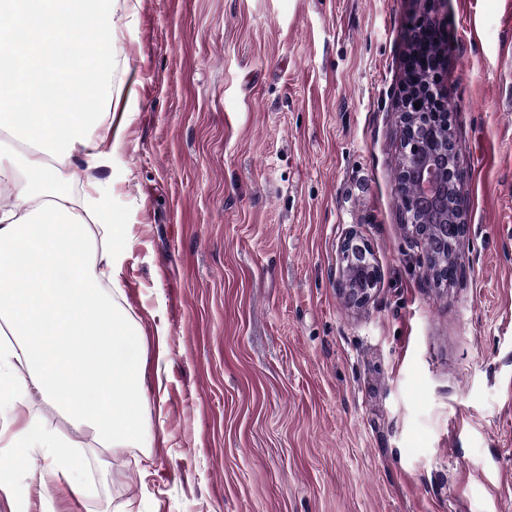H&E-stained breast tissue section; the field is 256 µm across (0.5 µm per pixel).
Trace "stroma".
<instances>
[{
    "label": "stroma",
    "instance_id": "stroma-1",
    "mask_svg": "<svg viewBox=\"0 0 512 512\" xmlns=\"http://www.w3.org/2000/svg\"><path fill=\"white\" fill-rule=\"evenodd\" d=\"M435 19L470 229L430 284L394 185L409 35ZM118 302L147 448L70 438L79 494L0 451L29 512H512V0H118ZM380 288L336 287L349 230Z\"/></svg>",
    "mask_w": 512,
    "mask_h": 512
}]
</instances>
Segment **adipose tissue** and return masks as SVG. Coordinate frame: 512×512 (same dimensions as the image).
<instances>
[{"instance_id":"1","label":"adipose tissue","mask_w":512,"mask_h":512,"mask_svg":"<svg viewBox=\"0 0 512 512\" xmlns=\"http://www.w3.org/2000/svg\"><path fill=\"white\" fill-rule=\"evenodd\" d=\"M112 14L113 0H0L12 73L0 83V418L18 424L9 447L45 458L46 486H74L76 459L32 412V393L102 447L137 448L145 434L144 366L117 354L133 331L112 294V243L124 236L112 186L86 181L76 208L59 179L74 161L89 171L107 160L98 131L112 103Z\"/></svg>"}]
</instances>
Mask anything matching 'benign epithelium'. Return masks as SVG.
<instances>
[{"label": "benign epithelium", "instance_id": "7a95c632", "mask_svg": "<svg viewBox=\"0 0 512 512\" xmlns=\"http://www.w3.org/2000/svg\"><path fill=\"white\" fill-rule=\"evenodd\" d=\"M442 63L443 57H434L425 66L419 82L407 81L398 112L406 137L400 141L395 193L405 201L403 224L421 245L425 266L436 262L437 257L427 226L417 223L410 214V210L418 207L421 201L432 203L439 199L443 206L452 202L453 214L460 223L462 235L469 231L464 197L455 191L463 184L465 172L460 162H448V148L455 141L446 112L448 89L438 80V69ZM425 100L435 104L438 111H415V104ZM443 260L450 267L448 281L445 282L449 286L463 273L458 247L445 251ZM380 284L381 271L370 244L357 231H349L339 246L336 267V286L344 302L361 310L370 303Z\"/></svg>", "mask_w": 512, "mask_h": 512}]
</instances>
